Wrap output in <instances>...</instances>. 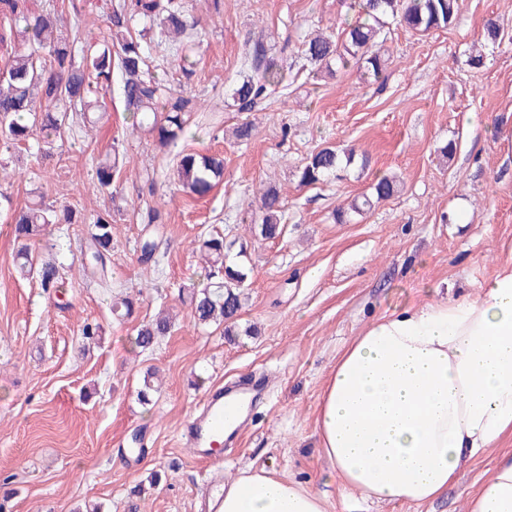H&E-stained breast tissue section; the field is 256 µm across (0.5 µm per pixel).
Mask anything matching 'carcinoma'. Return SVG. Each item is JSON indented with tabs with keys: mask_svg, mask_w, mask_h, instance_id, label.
Instances as JSON below:
<instances>
[{
	"mask_svg": "<svg viewBox=\"0 0 512 512\" xmlns=\"http://www.w3.org/2000/svg\"><path fill=\"white\" fill-rule=\"evenodd\" d=\"M357 13L354 21L341 32H318L303 42L304 65L325 69L354 67L365 80H379L390 57L382 51L387 29L394 22L425 35L451 27L460 11V0H350ZM0 16L10 18L19 27L23 51L9 58L0 71V145L5 149L37 146L45 161L53 159L65 136L105 119L96 97L98 89L112 84L114 71L121 74L120 94L124 112L132 127L147 132L155 145L166 150L183 138L191 125L192 114L200 108V95L188 85L194 76L190 61L198 38L197 22L190 0H112L111 8L100 26L98 41L80 44L65 34L66 29H81L80 13L69 22L51 11L25 14L18 11V0H0ZM164 48L178 62L185 82L175 88L148 64L151 52ZM250 73L242 76L230 89L231 106L239 112H252L267 98L271 88L281 84L277 61L270 57L262 40L248 44ZM127 163L126 154L112 145V158L95 165L99 187L110 190L119 180ZM355 163L353 150H336L333 146L313 151L296 172L303 187L327 185L337 172ZM224 178V158L219 155L181 152L173 166V183L198 197L207 196ZM397 180L379 175L371 193L352 199L337 209V221L347 223L353 214H363L375 204L397 192ZM258 212L250 219L251 234L263 239L282 235L283 205L273 187L259 197ZM78 212L71 207L55 209L42 201L32 202L15 212L14 234L21 241L15 259L24 276L37 274L44 288H58L63 273L56 264L35 267L29 252L30 242L51 224H77ZM91 240L88 263L92 272L105 275L112 254V216L99 214L89 232ZM198 250L206 268V284H190L191 315L204 328H224L233 335L242 316V288L248 278L240 258L246 248L239 237L209 235L200 239ZM140 262L158 266L156 245L146 239L140 246ZM141 293L126 292L112 299V314L119 320L133 316ZM171 330L168 318L158 316L135 329L130 349L144 352Z\"/></svg>",
	"mask_w": 512,
	"mask_h": 512,
	"instance_id": "1",
	"label": "carcinoma"
}]
</instances>
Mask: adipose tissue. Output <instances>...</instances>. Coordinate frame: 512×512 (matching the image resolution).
Returning a JSON list of instances; mask_svg holds the SVG:
<instances>
[{
    "mask_svg": "<svg viewBox=\"0 0 512 512\" xmlns=\"http://www.w3.org/2000/svg\"><path fill=\"white\" fill-rule=\"evenodd\" d=\"M342 500L421 504L463 460L512 435V260L471 295L426 297L346 344L314 417ZM219 512H328L326 497L263 469L225 482ZM468 512H512V455L468 496Z\"/></svg>",
    "mask_w": 512,
    "mask_h": 512,
    "instance_id": "ef3b65f1",
    "label": "adipose tissue"
}]
</instances>
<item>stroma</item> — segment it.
Masks as SVG:
<instances>
[{
    "mask_svg": "<svg viewBox=\"0 0 512 512\" xmlns=\"http://www.w3.org/2000/svg\"><path fill=\"white\" fill-rule=\"evenodd\" d=\"M193 15L194 88L209 108L175 146L159 151L130 130L114 84L97 94L107 122L66 138L49 163H34L23 149L0 155L7 165L0 193L14 207L41 198L82 218L49 226L34 245L37 259L66 269V285L55 291L17 273L11 213L0 210V512H84L94 503L106 512H208L213 486L249 467L300 481L342 512L313 422L337 355L373 317L430 288L452 297L473 292L512 258V0H461L455 24L423 36L391 28L392 62L383 83L371 86L353 69L316 79L301 68L312 29L336 30L352 18L345 0H224L220 13L195 0ZM490 19L504 38L485 47L477 69L469 50ZM258 38L284 79L256 111L238 112L225 106L224 93ZM246 121L252 139L234 142L231 129ZM116 139L130 165L109 194L92 162L111 156ZM449 141L455 150L445 158L438 148ZM327 145L366 152L369 168L327 186H299L297 167ZM185 150L224 155V181L206 197L169 185ZM146 168L157 180L152 196ZM383 173L398 177L397 193L337 223L336 208ZM262 185L282 194L285 235L249 238L241 332L228 339L195 325L184 286L200 273V235L243 233ZM152 207L163 218L155 268L138 260ZM104 211L112 214L108 292L97 276L71 267L87 256L88 226ZM136 289L133 318L113 321V294ZM163 309L173 316L170 334L143 355L129 354L134 329ZM86 322L100 326L89 345L79 335ZM256 374L268 391L225 440L222 461L196 458L181 431L204 396ZM147 384L145 405L138 393ZM501 453H512V437L464 463L433 501L360 502L355 512H468L467 493ZM153 473L162 476L159 486L134 494Z\"/></svg>",
    "mask_w": 512,
    "mask_h": 512,
    "instance_id": "1",
    "label": "stroma"
}]
</instances>
